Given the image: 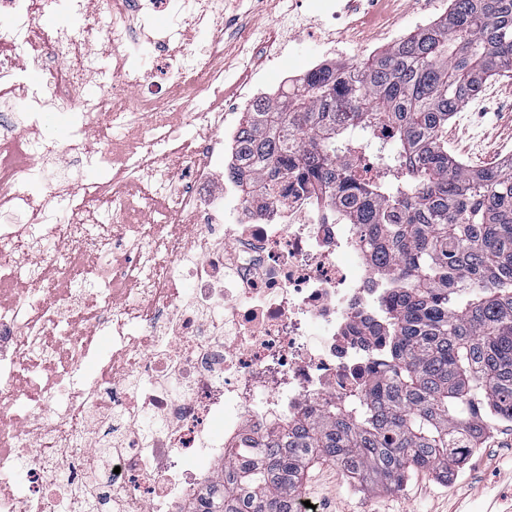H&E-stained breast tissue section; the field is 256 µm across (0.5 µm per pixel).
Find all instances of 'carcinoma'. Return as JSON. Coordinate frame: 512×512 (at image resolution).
Returning a JSON list of instances; mask_svg holds the SVG:
<instances>
[{
  "label": "carcinoma",
  "mask_w": 512,
  "mask_h": 512,
  "mask_svg": "<svg viewBox=\"0 0 512 512\" xmlns=\"http://www.w3.org/2000/svg\"><path fill=\"white\" fill-rule=\"evenodd\" d=\"M510 71L512 0H449L367 61L325 65L246 113L241 192L260 182L342 207L388 288L353 394L215 466L197 512H293L318 459L371 491H399L411 471L446 481L512 421V160L472 169L448 154V120Z\"/></svg>",
  "instance_id": "cac0c4a2"
}]
</instances>
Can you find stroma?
Segmentation results:
<instances>
[{
  "label": "stroma",
  "instance_id": "obj_1",
  "mask_svg": "<svg viewBox=\"0 0 512 512\" xmlns=\"http://www.w3.org/2000/svg\"><path fill=\"white\" fill-rule=\"evenodd\" d=\"M347 15L334 37L350 53V63L364 61L363 45L387 27L421 11L428 0H339ZM248 0H224L225 15L248 14L249 25L224 48V79L202 90L203 103L225 100L239 92L246 73L259 60L255 35L275 32L276 18L288 10L287 0H264L250 12ZM448 145L455 157L477 166L512 156V74L493 79L482 101L468 104L448 123ZM298 498L316 512H512V422L488 433L481 448L454 478L441 482L432 472L411 473L398 492L362 490L333 463L312 465Z\"/></svg>",
  "mask_w": 512,
  "mask_h": 512
}]
</instances>
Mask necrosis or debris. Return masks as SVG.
<instances>
[{"label": "necrosis or debris", "instance_id": "4bbe7bcc", "mask_svg": "<svg viewBox=\"0 0 512 512\" xmlns=\"http://www.w3.org/2000/svg\"><path fill=\"white\" fill-rule=\"evenodd\" d=\"M241 27L224 0H0V106L26 105L0 127V210L31 216L0 224V512H191L232 451L355 385L380 298L356 225L306 192L203 189L243 116L196 98ZM49 112L76 136H41ZM188 113L208 133L173 169ZM18 152L104 174L76 203L70 171Z\"/></svg>", "mask_w": 512, "mask_h": 512}]
</instances>
